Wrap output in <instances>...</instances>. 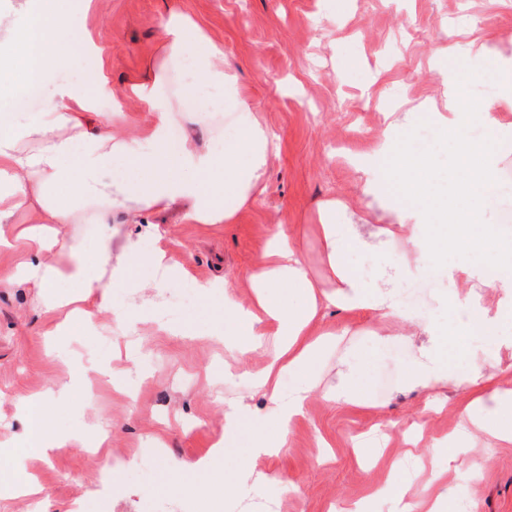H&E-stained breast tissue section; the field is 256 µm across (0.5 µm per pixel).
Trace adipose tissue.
Here are the masks:
<instances>
[{"mask_svg": "<svg viewBox=\"0 0 512 512\" xmlns=\"http://www.w3.org/2000/svg\"><path fill=\"white\" fill-rule=\"evenodd\" d=\"M71 0H0V55H11L10 66H0V91L23 92L33 81L51 79L68 62V50L77 28L69 20ZM162 49L170 60L191 57L196 72L220 88L230 106L246 110L234 90L235 77L224 69V50L190 17L169 19L162 28ZM87 100L82 90L64 82H52L42 108L25 123L0 122V241L6 227L14 223L18 211H40L41 229L32 231L29 255L20 263L10 282L39 288L48 308L61 307L55 293L56 275L46 254L59 241L67 224H95L100 236L94 247V262L77 259L72 274L82 297L91 309L109 311L115 320L135 326L142 309L115 303L112 291L131 287L130 267L147 269L151 285L167 287L177 264L164 252L142 245L153 235L148 215L186 203L185 217L196 224H221L231 218L234 208L261 196L263 169L271 139L255 116L246 120L224 141L220 153L199 152L190 142L177 149L166 144L167 110L156 113L151 134L145 138L117 135L106 129L89 133ZM462 153L470 158L466 181L448 200L436 201L429 192L432 176L424 169L422 157L404 158L416 173L401 188L403 199L414 206L419 224H437L436 238L406 237L420 269H428L435 256H458L478 250L480 265L458 263L454 267L463 295L472 288L490 284L502 292H512V235L500 233L491 224L460 225L461 212L474 208L473 188L489 189L493 180V149L463 141ZM322 239L328 265L336 278L334 293L318 295L300 253L282 227H275L254 262L248 277L254 298L250 304L229 302L224 306L223 333L241 343L243 351L255 352L273 344L274 353L264 371L256 377L258 391L270 394L272 412L262 413L237 400L224 406V436L213 453L221 455L242 427L250 429V444L235 460L233 472L225 475V488L243 499L269 480L255 470L254 461L272 456L283 448L293 421L302 415L320 366L332 347L331 339L315 336L310 325L322 305H341L350 310L372 311L378 328L403 325L398 308L403 269L381 266L374 284H366L348 267L353 251L386 257L392 248L389 229H377L363 236L352 224L336 221V204L323 202ZM137 225L136 240L127 242L120 258H113L111 226L116 215ZM109 271V284L99 274ZM461 322L471 332L496 344H504L500 327L512 321V302H498L495 311L471 315L469 304H461ZM428 341L409 357L403 375L405 386L431 392L453 385L461 388L466 400L457 408L459 423L446 441L436 442L429 457L447 456L449 466L463 463L477 440H484L486 453L502 445H512V387H504L501 371L495 366L472 363L465 373H457L448 355L449 336L427 328ZM377 355L376 349L346 348L339 358L340 378L337 403L360 408L367 404L364 371ZM289 376L294 385L281 391L279 379ZM84 370L73 366L68 382L59 393H46L22 401L25 433L11 457L27 452H48L58 441L45 438L41 418L56 395L81 393Z\"/></svg>", "mask_w": 512, "mask_h": 512, "instance_id": "obj_1", "label": "adipose tissue"}]
</instances>
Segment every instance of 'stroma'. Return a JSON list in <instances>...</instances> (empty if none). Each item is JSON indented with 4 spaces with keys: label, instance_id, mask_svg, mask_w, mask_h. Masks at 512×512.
Segmentation results:
<instances>
[{
    "label": "stroma",
    "instance_id": "stroma-1",
    "mask_svg": "<svg viewBox=\"0 0 512 512\" xmlns=\"http://www.w3.org/2000/svg\"><path fill=\"white\" fill-rule=\"evenodd\" d=\"M73 0L71 12L80 37L71 48L64 75L79 85L101 117L112 116L113 90L149 83L161 64L162 24L176 15L195 20L224 49V65L237 74L235 90L259 122L275 137L276 151L265 167L266 187L258 200L241 205L229 223L191 224L182 208L152 215L157 232L149 247L166 250L181 265L174 284L162 290L117 289L122 302L150 300L166 316L193 325L195 337L176 336L144 316L135 329L96 314L97 336H85L73 323L56 337L57 314L48 310L37 289L5 287L25 252L24 225L7 229L10 247L0 248V448L14 447L24 434L19 413L23 399L67 380L68 365L80 364L88 393L54 403L42 418L47 438L67 434L64 447L22 460L20 471L42 491L29 497H0V512H233L232 497L212 483L223 474L225 457H211L224 431V403L245 398L266 412L271 401L254 393L249 376L268 362V353L240 355L226 337L216 335L224 318V300L247 302V278L264 250L274 225L289 230L318 290L332 292L335 279L326 262L318 207L342 202L340 224L397 223L411 207L389 197L386 182L402 183L407 172L396 158L374 168L365 165L379 145L383 117L377 100H396L401 112L421 102L442 106L443 86L430 70L434 57L449 46L477 40L489 56L472 55L468 74L457 75L460 89L491 88L500 104L502 124L468 116L443 138L427 135L412 149L429 143L425 157L438 192L454 191L467 176L459 139L493 144L498 152L494 190L479 199L485 222L512 225V100L504 96L500 66L512 63V0ZM447 38H440V27ZM445 259L434 284L420 289L419 303L403 306V355L383 345L368 370L370 407L349 409L331 396L337 383V359L328 357L320 382L309 395L304 414L293 424L288 443L257 467L296 485L258 488L255 501L277 500L278 512H344L371 499L374 512H391L389 497L376 495L384 470L366 477L352 448L369 432L386 435V458L407 448L431 447L451 431L461 393L440 390V409L429 410L422 395L404 387L406 354L425 339L424 326L444 327L456 295ZM217 277L227 293L195 294L180 303L183 289ZM347 343H374L372 314L337 307L323 309L312 335L342 326ZM129 369L134 389L113 386L104 366ZM210 458L207 472L188 471L183 480L209 485L207 502L185 496L183 481L171 478L174 462ZM448 492L463 499L467 512H512V447L485 457L474 448L470 462L448 471Z\"/></svg>",
    "mask_w": 512,
    "mask_h": 512
}]
</instances>
